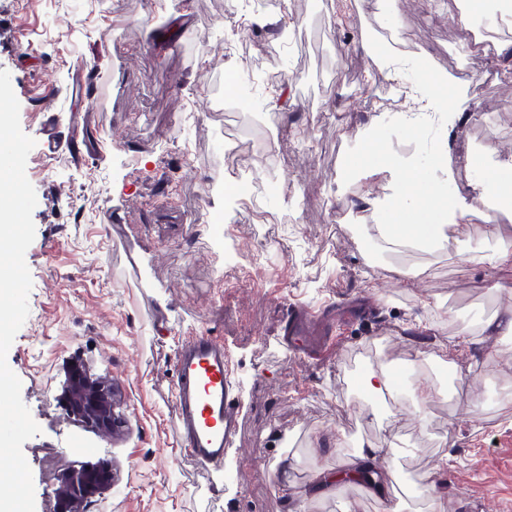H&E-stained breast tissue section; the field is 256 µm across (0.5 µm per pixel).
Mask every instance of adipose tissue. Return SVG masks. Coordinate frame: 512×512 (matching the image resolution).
Here are the masks:
<instances>
[{"instance_id":"obj_1","label":"adipose tissue","mask_w":512,"mask_h":512,"mask_svg":"<svg viewBox=\"0 0 512 512\" xmlns=\"http://www.w3.org/2000/svg\"><path fill=\"white\" fill-rule=\"evenodd\" d=\"M354 165L370 176L390 172L398 183L386 203L389 220L378 227L384 238L429 242L439 249L457 243L460 221L472 208L460 192L448 191L412 165L407 152H386L376 139L355 156Z\"/></svg>"}]
</instances>
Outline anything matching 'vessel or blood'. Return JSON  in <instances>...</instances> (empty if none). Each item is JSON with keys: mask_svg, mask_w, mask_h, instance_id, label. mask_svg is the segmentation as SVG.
<instances>
[{"mask_svg": "<svg viewBox=\"0 0 512 512\" xmlns=\"http://www.w3.org/2000/svg\"><path fill=\"white\" fill-rule=\"evenodd\" d=\"M280 341L286 349L320 359L332 345L331 329L321 314L294 306ZM177 365L175 399L183 450L200 462L221 461L242 427L227 352L211 337L198 336L182 345Z\"/></svg>", "mask_w": 512, "mask_h": 512, "instance_id": "vessel-or-blood-1", "label": "vessel or blood"}]
</instances>
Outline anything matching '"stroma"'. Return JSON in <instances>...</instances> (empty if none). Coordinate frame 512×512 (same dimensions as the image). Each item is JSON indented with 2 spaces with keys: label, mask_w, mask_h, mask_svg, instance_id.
<instances>
[{
  "label": "stroma",
  "mask_w": 512,
  "mask_h": 512,
  "mask_svg": "<svg viewBox=\"0 0 512 512\" xmlns=\"http://www.w3.org/2000/svg\"><path fill=\"white\" fill-rule=\"evenodd\" d=\"M462 6L403 0L390 25L379 0H267L237 24V0H0V70L35 141L33 287L7 355L41 429L23 445L35 512H55L65 472L98 464L114 478L87 512H430L433 483L446 512H512V337L480 333L512 305V268L483 262L498 243L469 218L445 251L381 238L396 184L347 168L370 131L391 152L411 144L413 163L451 190L512 158V22L466 25ZM475 34L487 46L465 58ZM373 43L407 60L398 78ZM421 59L467 81L466 97L436 109ZM91 71L92 97L72 95ZM49 125L74 134L72 148L47 155ZM229 127L252 154H233ZM239 168L276 190L242 199ZM408 267L419 282H403ZM345 297L374 308L336 324L326 358L279 343L290 305L318 312ZM464 323L477 334L458 356L448 344ZM197 336L223 343L243 416L216 465L177 440L175 355ZM452 359L470 365L464 381L449 378ZM75 363L118 386L116 437L66 411ZM385 368L398 372L391 403L363 384ZM425 385L439 391L429 404ZM388 443L373 463L380 495L352 482L302 500L269 477L284 467L304 485Z\"/></svg>",
  "instance_id": "stroma-1"
}]
</instances>
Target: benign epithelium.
Here are the masks:
<instances>
[{"label": "benign epithelium", "mask_w": 512, "mask_h": 512, "mask_svg": "<svg viewBox=\"0 0 512 512\" xmlns=\"http://www.w3.org/2000/svg\"><path fill=\"white\" fill-rule=\"evenodd\" d=\"M63 400L68 413L103 434L121 432L125 421L116 412L118 393L112 382L93 378L80 365L69 373ZM112 486V472L103 466L82 467L67 474L56 489V512H86L87 503Z\"/></svg>", "instance_id": "7a95c632"}]
</instances>
